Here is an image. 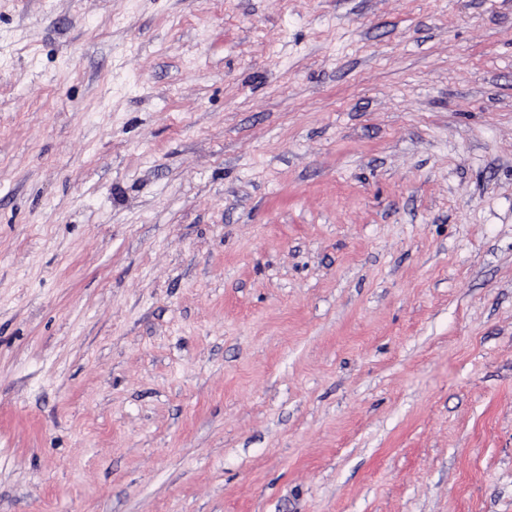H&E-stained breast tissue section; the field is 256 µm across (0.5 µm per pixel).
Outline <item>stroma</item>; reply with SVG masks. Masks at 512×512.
Instances as JSON below:
<instances>
[{
    "mask_svg": "<svg viewBox=\"0 0 512 512\" xmlns=\"http://www.w3.org/2000/svg\"><path fill=\"white\" fill-rule=\"evenodd\" d=\"M0 512H512V0H0Z\"/></svg>",
    "mask_w": 512,
    "mask_h": 512,
    "instance_id": "obj_1",
    "label": "stroma"
}]
</instances>
